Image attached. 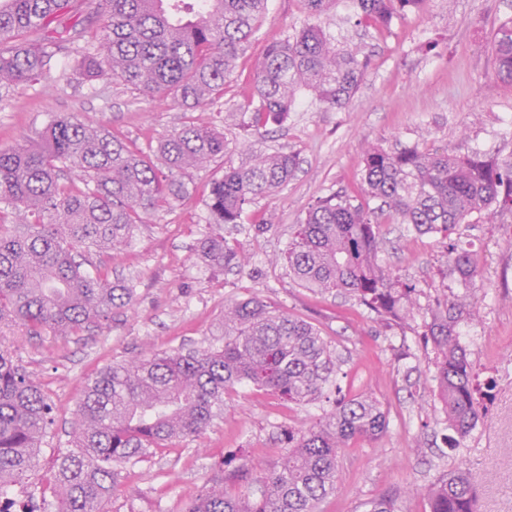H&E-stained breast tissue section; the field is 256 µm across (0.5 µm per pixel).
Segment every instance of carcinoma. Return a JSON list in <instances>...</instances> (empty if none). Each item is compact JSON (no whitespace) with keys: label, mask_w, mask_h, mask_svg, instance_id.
Segmentation results:
<instances>
[{"label":"carcinoma","mask_w":512,"mask_h":512,"mask_svg":"<svg viewBox=\"0 0 512 512\" xmlns=\"http://www.w3.org/2000/svg\"><path fill=\"white\" fill-rule=\"evenodd\" d=\"M267 0H0V91L36 80L65 45L85 42L78 67L92 82L120 81L148 98L177 99L186 109L224 97L236 58ZM427 0H353L358 23L376 29ZM81 15L72 26L61 19ZM494 74L512 84V17L498 27ZM368 61L336 46L323 29L303 28L270 43L250 92L239 105L246 124H281L301 91L342 108L357 91ZM217 126L189 119L159 140L150 156L126 137L74 115L52 117L32 139L0 149V323L32 336L77 334L132 305L134 288L109 269H84L88 257L116 255L145 219L191 195L184 175L224 157ZM299 167L293 152L257 153L211 182L214 230L198 254L229 270L246 258L224 225L241 224L260 197L274 195ZM512 211V158L458 156L419 145L368 146L358 195L319 198L281 253L299 285L345 293L385 321L421 320L416 333L432 344L434 396L458 437L489 410L493 381L480 382L456 326L475 317L470 286L480 257L452 235L472 216L484 223ZM439 236L459 291L420 304L421 290L377 261L382 226ZM224 345L148 351L108 365L90 378L75 410L73 449L49 487L53 512H108L118 468L150 448L202 435L224 415L226 397L242 386L294 405L331 404L319 421L288 431V451L274 469L244 464L205 484L181 512H316L336 490L342 451L388 427L367 393L340 382L341 359L311 322L271 311L257 298L224 305ZM48 394L13 355L0 348V489L38 465L53 424ZM483 477L460 467L414 489L425 512H479Z\"/></svg>","instance_id":"carcinoma-1"}]
</instances>
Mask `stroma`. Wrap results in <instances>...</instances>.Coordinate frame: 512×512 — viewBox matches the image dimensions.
Masks as SVG:
<instances>
[{
	"instance_id": "35a3bbf8",
	"label": "stroma",
	"mask_w": 512,
	"mask_h": 512,
	"mask_svg": "<svg viewBox=\"0 0 512 512\" xmlns=\"http://www.w3.org/2000/svg\"><path fill=\"white\" fill-rule=\"evenodd\" d=\"M352 14L350 0H337L318 17L308 15L300 0H268L223 99L189 112L174 99L153 102L117 81L82 79L74 49L37 80L0 98V148L34 136L57 113L110 126L137 144L164 138L188 117L223 125L228 140L223 159L187 174L189 198L149 216L131 244L111 258L115 275L135 290L131 308L113 311L108 321L76 336H32L17 325L0 327V346L54 404L55 424L41 443L32 481L13 489L18 503H27L31 486H46L57 459L70 450L73 413L88 378L148 349L223 344L225 302L256 296L272 310L319 327L343 359L344 389L371 394L389 417L376 440L343 451V480L319 503V512H364L366 502L380 495L394 498L396 512H424L413 489L457 466L489 474L478 488L480 512H512V212L458 229L483 261L473 290L478 317H461L458 329L479 335L468 346L470 359L480 376L494 377L495 388L489 414L456 449L448 446L441 406L431 395L434 368L418 337L404 325L381 321L349 295L300 286L275 260L317 198L356 188L369 144L416 143L461 156L512 158V85L495 77L492 53L499 23L512 16V0H428L421 11L381 31L355 25ZM312 24L341 47L361 46L370 59L349 104L329 109L304 94L283 124L245 130L225 121L226 113L238 111L241 91L266 46ZM272 150L298 153L295 177L253 204L243 224L225 226V237L243 246L248 263L211 269L195 254L211 230L206 184L226 166L248 165L254 153ZM377 259L418 288H459L434 235L384 225ZM321 413L318 403L286 407L264 392L241 389L200 438L155 449L119 469L108 508L181 512L184 501L222 468L248 457L276 465L288 429Z\"/></svg>"
}]
</instances>
